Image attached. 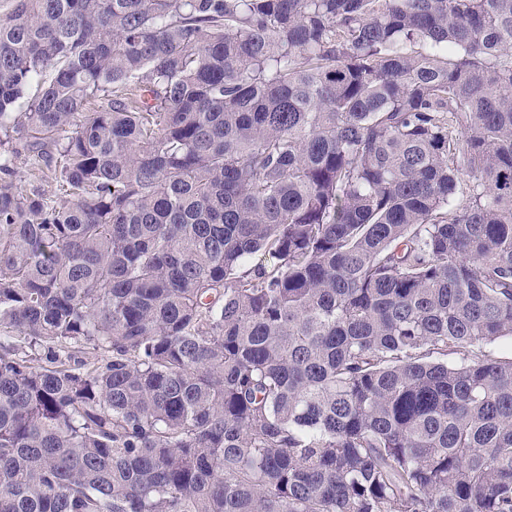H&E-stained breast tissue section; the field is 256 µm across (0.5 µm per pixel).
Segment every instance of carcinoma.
Returning <instances> with one entry per match:
<instances>
[{"mask_svg": "<svg viewBox=\"0 0 512 512\" xmlns=\"http://www.w3.org/2000/svg\"><path fill=\"white\" fill-rule=\"evenodd\" d=\"M506 336L512 0L0 16V512H512ZM29 162L20 159L16 163V183L18 185L26 188V189H32L33 187H40L41 189H44L45 191L53 190V182H52V175L50 172H45V176L37 180L31 175V171L29 170Z\"/></svg>", "mask_w": 512, "mask_h": 512, "instance_id": "cac0c4a2", "label": "carcinoma"}]
</instances>
